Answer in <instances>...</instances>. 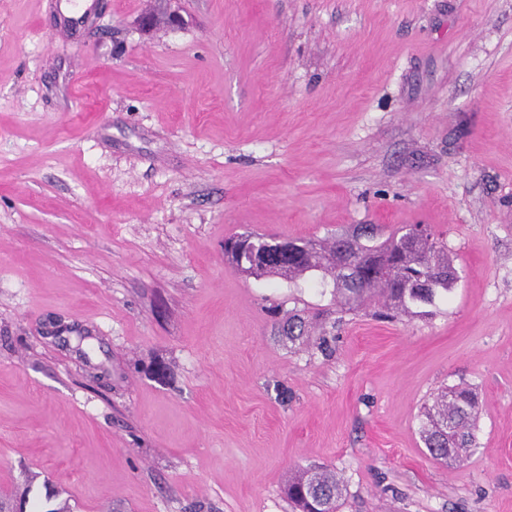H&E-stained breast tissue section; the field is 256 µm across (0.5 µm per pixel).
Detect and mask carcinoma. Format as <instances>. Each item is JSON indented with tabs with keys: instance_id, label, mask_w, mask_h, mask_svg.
Masks as SVG:
<instances>
[{
	"instance_id": "cac0c4a2",
	"label": "carcinoma",
	"mask_w": 512,
	"mask_h": 512,
	"mask_svg": "<svg viewBox=\"0 0 512 512\" xmlns=\"http://www.w3.org/2000/svg\"><path fill=\"white\" fill-rule=\"evenodd\" d=\"M296 256L277 254L279 243L262 235L240 234L224 241V256L237 271L257 278L278 275L294 280L317 271L332 278L336 302L352 310L378 299L386 315H411L414 310L434 302L455 282V269L448 247L432 232L414 235V228L403 227L381 240L370 224H359L329 245L290 241ZM343 245L350 246L353 268L345 273L336 264ZM281 331L291 342L309 337L308 323L297 312L282 319ZM478 407L473 393L463 387H449L434 405L425 409L420 434L430 456L443 462L458 461L475 443ZM288 499L298 512H311L312 504L338 512L343 481L327 468H314L294 474L288 480Z\"/></svg>"
}]
</instances>
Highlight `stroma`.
I'll return each instance as SVG.
<instances>
[{
    "instance_id": "1",
    "label": "stroma",
    "mask_w": 512,
    "mask_h": 512,
    "mask_svg": "<svg viewBox=\"0 0 512 512\" xmlns=\"http://www.w3.org/2000/svg\"><path fill=\"white\" fill-rule=\"evenodd\" d=\"M60 2L0 0V512H292L312 466L341 512H512V0ZM359 224L429 227L453 289L383 320L224 258ZM308 326L301 314L291 311L282 319L281 331L288 336V340L291 342L301 341L302 344L305 342L306 345H310ZM478 407L473 393L448 387L431 408H425L420 434L430 456L445 463L460 461L475 443ZM287 495L300 512H311L314 503L324 506L325 512H337L343 495V481L327 468L309 469L288 480Z\"/></svg>"
}]
</instances>
